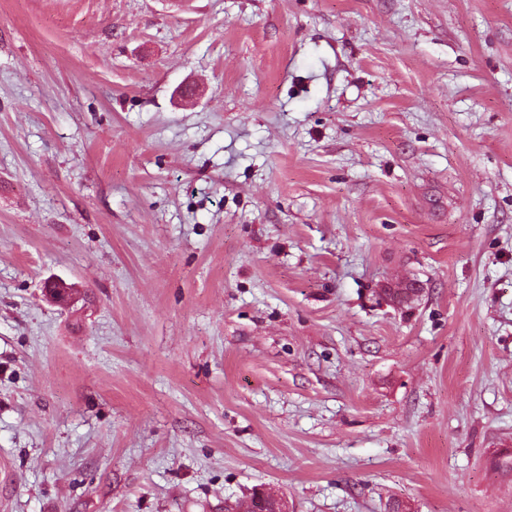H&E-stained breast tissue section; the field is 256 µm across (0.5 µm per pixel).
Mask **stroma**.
I'll use <instances>...</instances> for the list:
<instances>
[{
	"instance_id": "35a3bbf8",
	"label": "stroma",
	"mask_w": 512,
	"mask_h": 512,
	"mask_svg": "<svg viewBox=\"0 0 512 512\" xmlns=\"http://www.w3.org/2000/svg\"><path fill=\"white\" fill-rule=\"evenodd\" d=\"M508 460L512 0H0V512H512ZM268 503H275V508L272 512H288L287 504L282 498L261 489L256 490L255 494L249 498L245 509H239L236 512H265Z\"/></svg>"
}]
</instances>
